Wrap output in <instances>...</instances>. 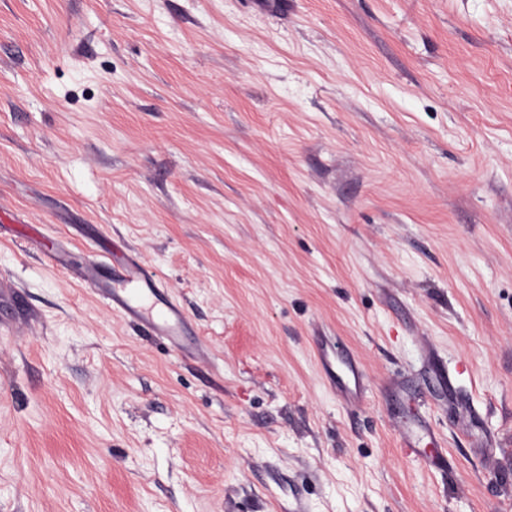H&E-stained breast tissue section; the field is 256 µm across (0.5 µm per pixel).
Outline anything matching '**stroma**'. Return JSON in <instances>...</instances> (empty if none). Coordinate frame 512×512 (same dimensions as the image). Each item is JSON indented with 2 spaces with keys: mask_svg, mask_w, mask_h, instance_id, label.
<instances>
[{
  "mask_svg": "<svg viewBox=\"0 0 512 512\" xmlns=\"http://www.w3.org/2000/svg\"><path fill=\"white\" fill-rule=\"evenodd\" d=\"M0 512H512V0H0ZM104 262H95L86 273L90 286L132 322L144 326L152 335L161 336L169 344L185 352L184 336L190 329L179 305L169 297L156 276L135 257L128 256L121 263H113L104 256ZM317 353L324 368L325 378L330 386L335 390H340L345 401L358 398L357 385L360 380V372L352 357L344 355L331 358V355L320 347H317ZM336 364L342 365L343 369L338 370ZM352 383L354 384V390L350 388Z\"/></svg>",
  "mask_w": 512,
  "mask_h": 512,
  "instance_id": "35a3bbf8",
  "label": "stroma"
}]
</instances>
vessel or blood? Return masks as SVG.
Listing matches in <instances>:
<instances>
[{"mask_svg":"<svg viewBox=\"0 0 512 512\" xmlns=\"http://www.w3.org/2000/svg\"><path fill=\"white\" fill-rule=\"evenodd\" d=\"M86 279L114 310L152 335L163 337L173 348L183 349V340L190 333L183 311L136 257H127L120 263L109 259L94 263ZM318 358L330 386L340 390L344 399L357 398L354 385L360 380V372L352 357L334 358L322 349Z\"/></svg>","mask_w":512,"mask_h":512,"instance_id":"1","label":"vessel or blood"}]
</instances>
